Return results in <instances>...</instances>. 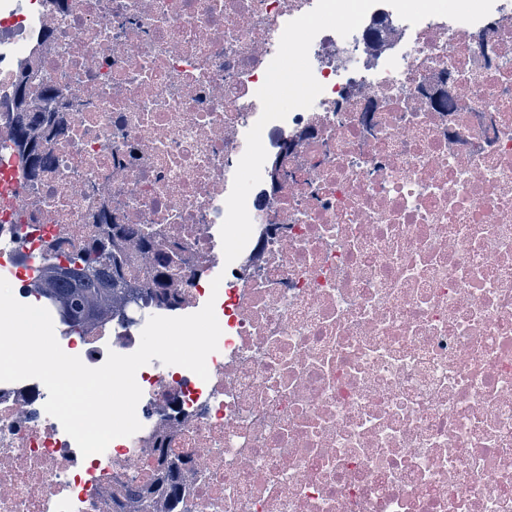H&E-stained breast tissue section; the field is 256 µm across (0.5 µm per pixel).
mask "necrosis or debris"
I'll list each match as a JSON object with an SVG mask.
<instances>
[{
	"instance_id": "1",
	"label": "necrosis or debris",
	"mask_w": 512,
	"mask_h": 512,
	"mask_svg": "<svg viewBox=\"0 0 512 512\" xmlns=\"http://www.w3.org/2000/svg\"><path fill=\"white\" fill-rule=\"evenodd\" d=\"M317 0H0V277L30 303L115 227L136 299L61 348L91 368L213 302L208 379L136 374L141 429L82 456L36 379L0 382V512H512V0L402 20L380 0L262 132L249 242L226 216L287 22ZM47 173L23 175L15 120ZM169 260L157 276V255ZM219 289H212L213 279Z\"/></svg>"
}]
</instances>
